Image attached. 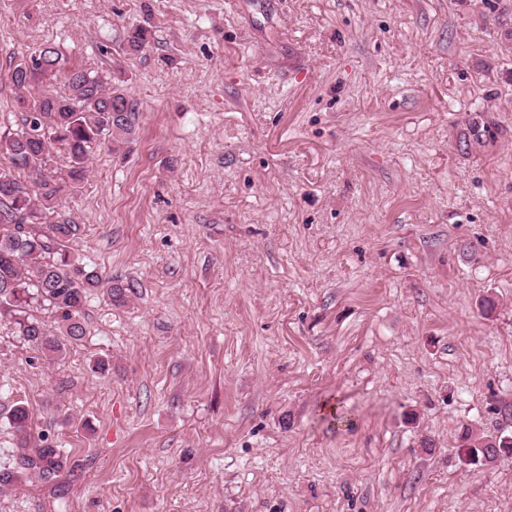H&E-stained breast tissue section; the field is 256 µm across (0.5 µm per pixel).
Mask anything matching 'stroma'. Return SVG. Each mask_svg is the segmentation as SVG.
Instances as JSON below:
<instances>
[{
	"mask_svg": "<svg viewBox=\"0 0 512 512\" xmlns=\"http://www.w3.org/2000/svg\"><path fill=\"white\" fill-rule=\"evenodd\" d=\"M45 42L125 73L59 211L127 301L59 358L0 321V470L67 460L0 512H512V455L458 449L512 402V0H0V131ZM152 34L144 26H133L127 30L122 50L127 54L141 52L149 44ZM492 439V434H485L471 425H462L458 433L460 450L463 454L474 457L476 459L474 464H477L483 456L488 459L489 463L496 460V448L489 443ZM33 454L25 459V465L38 471L44 478H52L64 467V461L56 448L49 445L33 448Z\"/></svg>",
	"mask_w": 512,
	"mask_h": 512,
	"instance_id": "1",
	"label": "stroma"
}]
</instances>
